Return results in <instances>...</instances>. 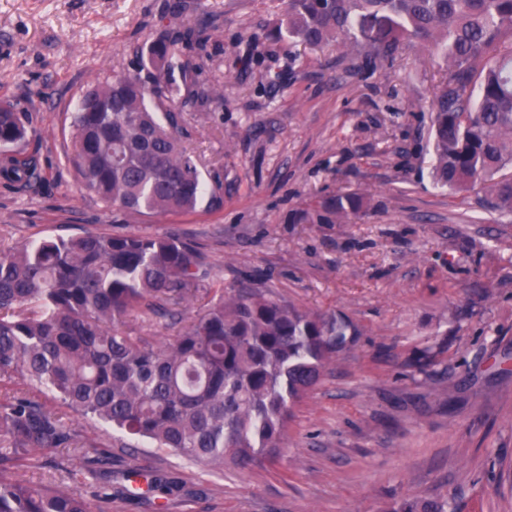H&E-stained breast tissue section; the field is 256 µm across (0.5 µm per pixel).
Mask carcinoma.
<instances>
[{
  "instance_id": "carcinoma-1",
  "label": "carcinoma",
  "mask_w": 512,
  "mask_h": 512,
  "mask_svg": "<svg viewBox=\"0 0 512 512\" xmlns=\"http://www.w3.org/2000/svg\"><path fill=\"white\" fill-rule=\"evenodd\" d=\"M278 35L293 47L350 46L374 62L419 44L445 65L431 109L433 177L456 194L479 186L490 208L512 213V0H288ZM175 42L160 39L152 63L171 66ZM224 102L221 89L173 88L104 76L81 95L74 156L84 188L129 216L193 210L206 194L194 156L180 144L178 98ZM21 113L0 103V146L22 140ZM5 178L34 174L7 156ZM368 207L340 192L299 216L334 224ZM200 256L167 235L86 233L0 251V384L21 378L55 392L84 418L212 467L276 461L292 408L353 346L360 328L340 313L303 311L241 283L174 339L158 345L120 328L159 315L187 295ZM70 441L61 418L18 391L0 395V462L22 463ZM112 455L70 459L67 487L32 486L0 471V512H91L76 487L105 478ZM389 512H448L435 497L404 499Z\"/></svg>"
}]
</instances>
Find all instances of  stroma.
Segmentation results:
<instances>
[{
  "instance_id": "stroma-1",
  "label": "stroma",
  "mask_w": 512,
  "mask_h": 512,
  "mask_svg": "<svg viewBox=\"0 0 512 512\" xmlns=\"http://www.w3.org/2000/svg\"><path fill=\"white\" fill-rule=\"evenodd\" d=\"M286 10L287 0H0V102L22 112L28 136L15 150L39 171L23 185L0 178V248L88 231L178 237L202 255L197 289L166 315L125 320L160 342L211 304L219 277L362 328L293 409L282 456L209 470L134 445L47 390L27 394L111 453L112 501L93 499V512H388L430 495L455 512H512V215L490 211L482 190L434 184L430 106L445 69L426 49L348 70L343 47H289L275 32ZM188 29L207 41L177 42L168 79L224 89L222 107H181L182 144L222 204L107 210L71 162L78 99L104 75L153 86L151 45ZM339 191L368 194V210L297 222L309 200ZM75 453L69 443L6 470L63 485ZM131 467L164 489L135 492Z\"/></svg>"
}]
</instances>
